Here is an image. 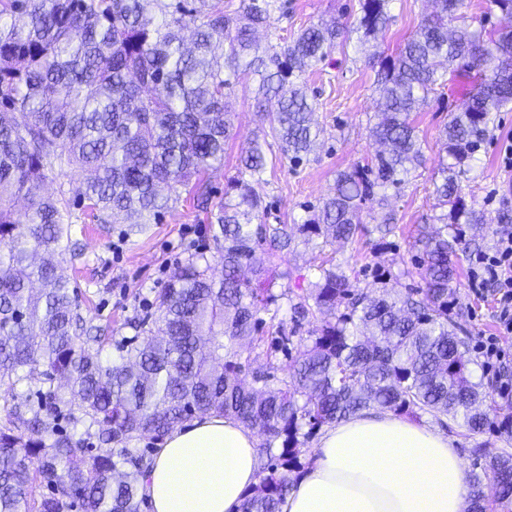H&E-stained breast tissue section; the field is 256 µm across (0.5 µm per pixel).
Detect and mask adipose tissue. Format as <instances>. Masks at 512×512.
Masks as SVG:
<instances>
[{
    "mask_svg": "<svg viewBox=\"0 0 512 512\" xmlns=\"http://www.w3.org/2000/svg\"><path fill=\"white\" fill-rule=\"evenodd\" d=\"M262 462L254 430L211 412L174 426L142 481L147 512H240ZM453 441L382 409L326 427L282 512H467Z\"/></svg>",
    "mask_w": 512,
    "mask_h": 512,
    "instance_id": "adipose-tissue-1",
    "label": "adipose tissue"
}]
</instances>
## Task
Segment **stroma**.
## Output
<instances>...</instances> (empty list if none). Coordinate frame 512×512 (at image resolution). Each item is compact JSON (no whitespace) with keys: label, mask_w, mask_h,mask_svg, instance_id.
Instances as JSON below:
<instances>
[{"label":"stroma","mask_w":512,"mask_h":512,"mask_svg":"<svg viewBox=\"0 0 512 512\" xmlns=\"http://www.w3.org/2000/svg\"><path fill=\"white\" fill-rule=\"evenodd\" d=\"M277 5L270 28L258 33L262 43H279L320 21L333 20L347 26L332 54L305 76L308 95L315 103L313 119L321 130L316 147L299 166L276 164L262 190L268 206L267 223L300 224L306 218V207L321 206L338 172L350 169L377 150L370 130L378 110L375 80L379 65L360 48L359 34L350 27L360 14L359 0H277ZM432 10L430 0H389L392 21L376 41L378 51L394 53ZM472 82L467 75L457 78L450 94H431L427 105L413 115L424 142V158L400 194L390 200L389 209L403 228L394 246L377 248L378 236L373 233L374 223L370 220L365 223L366 233L355 243L321 237L308 241L299 235L282 251L260 244L257 256L284 274L276 281L274 293H305L315 280V265L325 259L348 270L377 267L399 287L413 286V279L407 278L405 272L411 269L417 254L418 230L432 214L433 182L446 158L440 132L448 122L449 110L461 103ZM253 88V81L245 78L231 95L232 130L224 144V162L209 175L213 202L223 200L227 181L235 176L241 157L261 134ZM511 145L512 105L498 114L490 137L462 179L466 204L483 212L490 223L495 222L504 204L512 205V167L506 162V149ZM81 180L77 169L56 168L49 172L42 189L49 193L65 191L73 201L69 240L77 250L63 252L60 267L67 278L75 281L85 315L105 338L103 358L113 359L118 355V346L136 335L131 321L152 314L157 291L177 265L191 252L208 250L209 225L204 212L182 199L172 203L167 212L151 220L141 232L129 231L124 224L93 222L76 203ZM458 271V306L454 313L472 345L473 379L483 384L495 402L498 418L504 419L512 416V335L500 336L491 293L469 288L468 253H460ZM495 335L500 338L505 357L490 367L478 344L482 337ZM445 433L469 465L474 462L472 450L478 446L492 455L512 453V430L507 428L494 426L472 434L457 420L450 422Z\"/></svg>","instance_id":"obj_1"}]
</instances>
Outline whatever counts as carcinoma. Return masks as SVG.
<instances>
[{
    "instance_id": "cac0c4a2",
    "label": "carcinoma",
    "mask_w": 512,
    "mask_h": 512,
    "mask_svg": "<svg viewBox=\"0 0 512 512\" xmlns=\"http://www.w3.org/2000/svg\"><path fill=\"white\" fill-rule=\"evenodd\" d=\"M388 2L361 0L360 45L388 27ZM435 3L396 56L380 60L373 136L386 149L339 173L303 223L267 224L261 143L241 158L214 210L202 179L224 160L230 91L255 76L268 134L284 159L301 161L321 134L302 76L332 54L340 24L322 21L262 49L254 32L270 27L274 0L236 8L224 0H0V391L10 405L0 425V512H140L151 450L130 444L197 413L232 415L265 437L266 473L242 512H278L304 441L363 409L460 418L473 433L491 426L469 339L453 319L452 256L462 235L448 236V225H468L474 245L498 232L467 206L460 178L497 113L512 105V0H489L500 16L489 33L448 28L463 0ZM463 68L476 82L443 131L451 162L435 184L440 214L419 239L420 285L400 292L382 276L373 297L358 275L321 264L308 293H274L276 276L255 245L282 249L298 232L352 241L363 202L388 198L386 189L422 164L411 114ZM55 166L87 173L80 201L100 224L142 229L168 209L164 188L193 195L209 218L224 275L215 278L204 255L189 256L157 292L155 319L138 321L143 342L113 361L102 358L103 339L88 333L76 290L51 259L68 235L70 207L64 192H41ZM397 230L382 216L379 245ZM281 299L292 327L281 322L269 338L260 313L276 318ZM252 353L267 369L247 379L243 360ZM32 380L41 383L35 395L16 393ZM38 485L46 492L37 497ZM470 488L469 512L511 501L512 454L471 473Z\"/></svg>"
}]
</instances>
